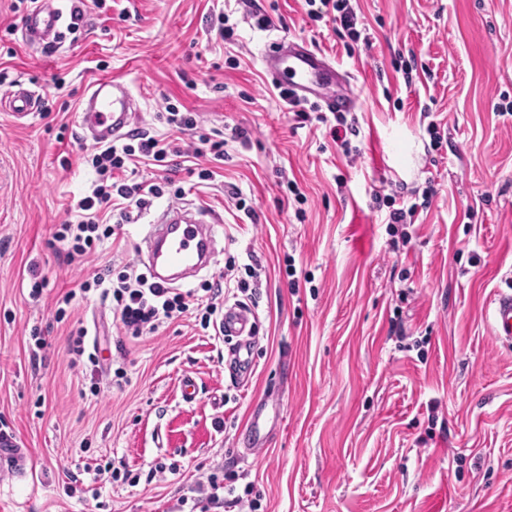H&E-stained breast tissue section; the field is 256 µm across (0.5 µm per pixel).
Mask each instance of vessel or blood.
Returning <instances> with one entry per match:
<instances>
[{
  "mask_svg": "<svg viewBox=\"0 0 512 512\" xmlns=\"http://www.w3.org/2000/svg\"><path fill=\"white\" fill-rule=\"evenodd\" d=\"M64 13L59 0H39L23 20L28 45L56 46L61 41ZM261 63L272 84L290 90L296 98L315 102L327 112H351L357 96L350 76L341 74L325 55L305 41L283 36L265 49ZM37 97L27 89L9 97L10 114L20 120L33 114ZM139 110L129 87L107 76L93 81L76 114L77 123L92 146L110 144L126 136ZM218 214L191 203L168 206L149 223L138 245L150 278L165 287L211 268L218 254ZM491 328L495 338L512 345V291L497 292L490 303ZM256 316L242 305L225 308L219 332L228 342V356L236 377L250 376L255 366Z\"/></svg>",
  "mask_w": 512,
  "mask_h": 512,
  "instance_id": "b4317fda",
  "label": "vessel or blood"
}]
</instances>
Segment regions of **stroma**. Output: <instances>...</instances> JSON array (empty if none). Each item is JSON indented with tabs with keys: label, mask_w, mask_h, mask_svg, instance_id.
<instances>
[{
	"label": "stroma",
	"mask_w": 512,
	"mask_h": 512,
	"mask_svg": "<svg viewBox=\"0 0 512 512\" xmlns=\"http://www.w3.org/2000/svg\"><path fill=\"white\" fill-rule=\"evenodd\" d=\"M274 4L280 19L264 25ZM354 7L370 42L351 56L304 0H106L49 54L22 38L29 4L0 0V69L11 78L0 98L20 84L51 105L20 121L0 110V429L28 457L24 475L0 480V512H173L199 467L217 465L237 488L254 484L258 512H512V347L496 340L488 312L497 291L512 290V114L497 110L512 103V0ZM222 13L235 41L216 36ZM284 35L350 74L356 159L324 126L290 120L260 60ZM412 56L429 72L408 86L394 64ZM105 75L127 81L138 129L171 136L157 117L168 101L229 138L215 180L183 168L174 179L184 201L221 215L224 255L262 268L247 382L231 380L224 340L196 309L131 339L110 303L80 295L105 262L136 264L150 212L134 224L109 213L115 233L85 266L63 260L53 233L95 179L75 113ZM236 127L246 138L231 139ZM288 178L305 203L287 202ZM430 183V209L399 226L409 239L393 248L376 194L408 197ZM233 185L257 220L236 209ZM34 262L46 280L37 300ZM79 326L100 347L96 394L89 369L70 364ZM120 345L127 376L116 383ZM261 399L273 428L256 460L241 432ZM158 461L176 468L165 481L112 480L92 497V468L144 476ZM74 474L84 489L69 497Z\"/></svg>",
	"instance_id": "35a3bbf8"
}]
</instances>
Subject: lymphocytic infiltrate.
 I'll list each match as a JSON object with an SVG mask.
<instances>
[{"mask_svg":"<svg viewBox=\"0 0 512 512\" xmlns=\"http://www.w3.org/2000/svg\"><path fill=\"white\" fill-rule=\"evenodd\" d=\"M306 4L311 20L340 25L352 42H359L357 15L351 0H306ZM278 96L286 102L297 124L318 122L329 125L333 141L341 148H348L347 136L356 132L355 124L347 122L341 115L336 120H329L317 105L300 104L292 100L287 91H279ZM224 146V139L207 133H199L196 142L183 147L175 140L138 132L121 143L100 147L89 158L97 175L90 193L71 205L73 220L58 225L54 234L55 240L65 247L67 264L82 268L100 242L112 236V228L103 223L102 212L113 200H122L120 216L123 222L129 223L135 221L137 213L145 210L152 199L163 196L173 201L181 199L182 188L176 187L174 179L167 173L175 159L208 154L213 160L220 161L224 158ZM140 160L165 168V175L149 183L127 182L122 174L128 163ZM94 288L99 289L101 298L111 300L122 335L135 339L156 332L163 323L180 317L189 309V294L161 287L129 264L118 270L103 265L92 280L80 285L85 293ZM194 491V505L200 512H257L259 508L253 485L240 490L225 484L224 472L220 469L201 471Z\"/></svg>","mask_w":512,"mask_h":512,"instance_id":"obj_1","label":"lymphocytic infiltrate"}]
</instances>
